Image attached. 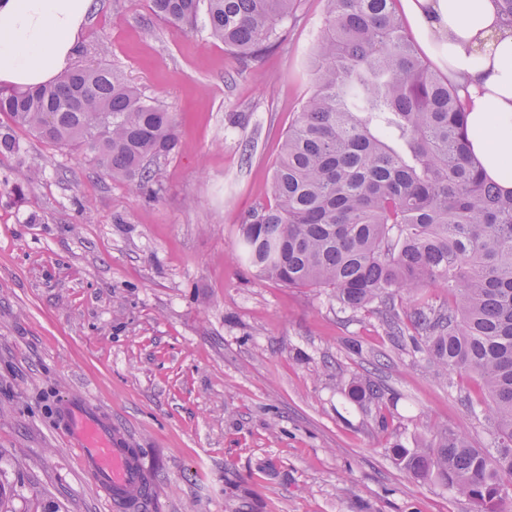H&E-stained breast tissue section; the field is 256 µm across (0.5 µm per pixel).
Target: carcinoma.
<instances>
[{"instance_id":"cac0c4a2","label":"carcinoma","mask_w":512,"mask_h":512,"mask_svg":"<svg viewBox=\"0 0 512 512\" xmlns=\"http://www.w3.org/2000/svg\"><path fill=\"white\" fill-rule=\"evenodd\" d=\"M182 33L204 18L238 57L262 60L299 0H149ZM313 90L273 168V201L239 220L238 260L293 288H329L345 310L372 304L386 335L411 340L439 374H477L492 449L446 428L395 456L415 479L507 512L512 492V190L473 154L455 88L417 52L395 0H324ZM0 154L20 155L15 129L92 155L95 168L160 188L151 165L175 152L176 121L116 69L87 67L53 85L0 88ZM430 284L454 302L433 304ZM406 300L397 305L395 299ZM345 396L380 403L374 382Z\"/></svg>"}]
</instances>
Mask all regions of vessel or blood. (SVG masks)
Returning <instances> with one entry per match:
<instances>
[{
	"mask_svg": "<svg viewBox=\"0 0 512 512\" xmlns=\"http://www.w3.org/2000/svg\"><path fill=\"white\" fill-rule=\"evenodd\" d=\"M58 426L115 512H141L155 498L157 489L139 450L93 401L62 400Z\"/></svg>",
	"mask_w": 512,
	"mask_h": 512,
	"instance_id": "b4317fda",
	"label": "vessel or blood"
}]
</instances>
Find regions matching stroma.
I'll use <instances>...</instances> for the list:
<instances>
[{
	"mask_svg": "<svg viewBox=\"0 0 512 512\" xmlns=\"http://www.w3.org/2000/svg\"><path fill=\"white\" fill-rule=\"evenodd\" d=\"M96 3L73 68L122 72L177 113L179 144L154 165L153 201L22 129L25 156L0 155V512H109L56 422L82 396L152 471L147 512H469L393 448L440 426L489 447L467 406L479 377H440L372 310L237 259L238 219L272 201L281 136L310 93L323 0H300L262 63L204 26L175 32L148 0ZM30 164L42 175L27 185ZM357 378L385 390L383 409L345 397Z\"/></svg>",
	"mask_w": 512,
	"mask_h": 512,
	"instance_id": "stroma-1",
	"label": "stroma"
}]
</instances>
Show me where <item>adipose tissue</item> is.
Segmentation results:
<instances>
[{
  "label": "adipose tissue",
  "mask_w": 512,
  "mask_h": 512,
  "mask_svg": "<svg viewBox=\"0 0 512 512\" xmlns=\"http://www.w3.org/2000/svg\"><path fill=\"white\" fill-rule=\"evenodd\" d=\"M92 0H0V84L41 86L74 60ZM420 46L465 102L474 152L512 190V18L500 0H401Z\"/></svg>",
  "instance_id": "ef3b65f1"
}]
</instances>
